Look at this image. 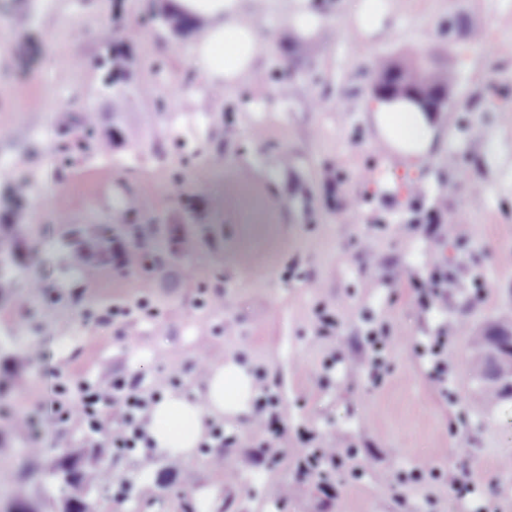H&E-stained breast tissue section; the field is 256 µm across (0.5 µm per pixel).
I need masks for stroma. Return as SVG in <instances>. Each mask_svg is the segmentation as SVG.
I'll return each instance as SVG.
<instances>
[{
	"mask_svg": "<svg viewBox=\"0 0 512 512\" xmlns=\"http://www.w3.org/2000/svg\"><path fill=\"white\" fill-rule=\"evenodd\" d=\"M149 2L0 0V198L15 175L42 171L51 109H91L102 136L139 133L105 154L56 162L50 203L32 199L17 215L36 244L29 271L50 286L17 284L0 304V344L51 342L67 388L101 379L106 362L189 400L201 388L200 357L249 364L255 386L273 384L281 400L290 447L284 459L260 457L247 416L224 418L228 465L197 456L190 486L150 449H103L97 512H512V400L479 406L467 372L472 336L512 315V265L502 261L512 255V0H394L392 27L370 51L348 24L359 0H320L327 22L307 39L278 27L283 0H266L273 27L256 79L221 89L202 81L188 34L148 21ZM107 25L140 31L122 46L132 66L119 95L96 65ZM422 55L456 75L436 117L443 150L414 170L424 207L456 225L449 240L411 223L410 203L383 197L375 178L376 65ZM118 208L131 223L168 225L151 246L173 253L172 265L149 277L114 266L72 287L64 224L94 228ZM365 245L382 267L369 266ZM439 267L459 286L422 312L416 286ZM444 321L457 332L443 393L416 344ZM371 328L389 338L378 380L364 361ZM42 385L41 368L24 367L22 386L0 404L9 438L1 501L20 454L7 415L33 409ZM338 439L353 460L328 483L301 479L299 457ZM452 473L477 494L460 502ZM118 477L135 482V497L114 498ZM285 483L294 494L275 507Z\"/></svg>",
	"mask_w": 512,
	"mask_h": 512,
	"instance_id": "stroma-1",
	"label": "stroma"
}]
</instances>
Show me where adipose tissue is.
Segmentation results:
<instances>
[{
	"instance_id": "1",
	"label": "adipose tissue",
	"mask_w": 512,
	"mask_h": 512,
	"mask_svg": "<svg viewBox=\"0 0 512 512\" xmlns=\"http://www.w3.org/2000/svg\"><path fill=\"white\" fill-rule=\"evenodd\" d=\"M263 2L173 0V9L197 27L187 52L207 86L236 87L253 80L268 37ZM393 11L392 0H360L349 21L363 47H372ZM369 110L378 140L399 158L424 160L444 144L438 126L409 100L373 99ZM254 396L246 365L232 360L207 364L196 400L168 394L152 406L146 430L156 454L184 462L195 459L207 433L206 419L250 412Z\"/></svg>"
}]
</instances>
